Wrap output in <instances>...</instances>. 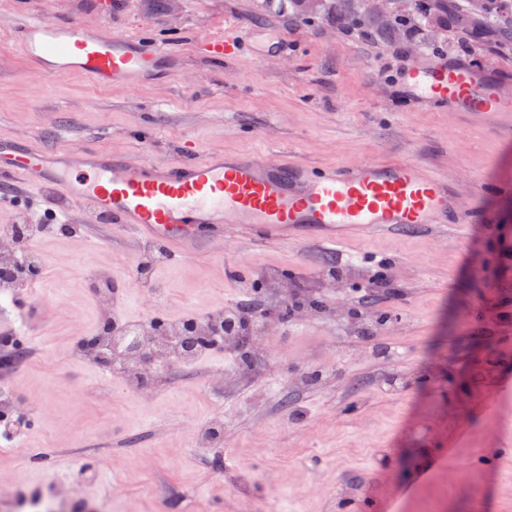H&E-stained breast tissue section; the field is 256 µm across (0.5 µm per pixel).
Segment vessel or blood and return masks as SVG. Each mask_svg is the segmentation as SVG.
Returning a JSON list of instances; mask_svg holds the SVG:
<instances>
[{"label":"vessel or blood","mask_w":512,"mask_h":512,"mask_svg":"<svg viewBox=\"0 0 512 512\" xmlns=\"http://www.w3.org/2000/svg\"><path fill=\"white\" fill-rule=\"evenodd\" d=\"M9 37L46 81L77 73L100 86L137 87L170 56L159 42L105 34L77 20L50 25L38 15H21ZM277 43L276 36L235 26L207 40L202 50L213 59H232L247 46L265 57ZM402 81L411 104L491 113L500 132L512 136V98L500 93L497 81L468 66L435 61L410 68ZM184 152L185 159L161 166L77 146L47 153L14 143L0 146V184L53 194L182 257L203 243L229 246L224 232L230 228L260 238L287 239L301 232L332 251L376 226L402 234L432 226L444 235L460 233L471 220L452 180L409 160L314 167L249 153H203L190 144Z\"/></svg>","instance_id":"b4317fda"}]
</instances>
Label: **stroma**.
Wrapping results in <instances>:
<instances>
[{
	"instance_id": "obj_1",
	"label": "stroma",
	"mask_w": 512,
	"mask_h": 512,
	"mask_svg": "<svg viewBox=\"0 0 512 512\" xmlns=\"http://www.w3.org/2000/svg\"><path fill=\"white\" fill-rule=\"evenodd\" d=\"M0 0V137L52 151L87 149L158 164L205 152L266 154L312 165L363 159L416 161L455 179L474 220L462 239L387 228L330 253L305 241L242 234L172 258L150 276L154 308L133 270L145 243L117 224L71 212L77 234L0 240L34 251L43 271L15 285L8 316L29 319L23 353L0 367L29 410L20 451L0 446V487L28 501L71 481L79 498L112 512H512V140L464 112L407 105L405 69L435 59L470 65L512 91V40L492 24L432 16L437 52L423 51L393 17L401 0L366 5V30L342 25L319 0L308 22L269 0ZM81 18L102 31L137 34L176 55L179 76L156 69L147 83L99 87L67 74L40 83L8 43L19 14ZM239 25L279 32L270 59L197 53L200 38ZM55 198L20 199L1 224H41ZM382 286L361 316L351 312L372 273ZM122 281L96 295L90 274ZM254 283L237 288L234 275ZM304 300L290 321L256 327V354L242 364L235 342L190 364L153 369L147 392L111 378L76 353L107 315L127 324L206 321L246 302V319L273 312L286 290ZM397 347L386 360L382 346ZM222 420V445L201 448L196 430ZM73 481V480H72Z\"/></svg>"
}]
</instances>
